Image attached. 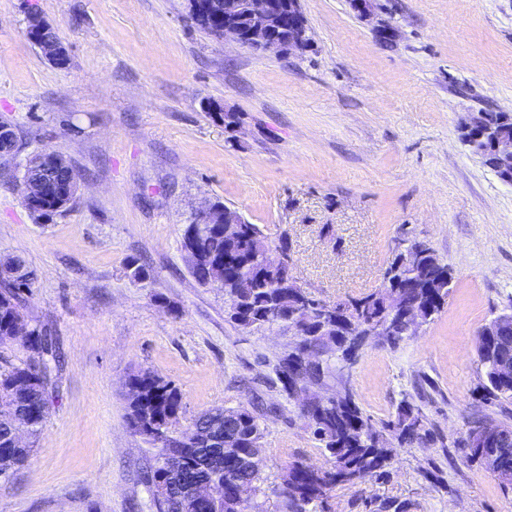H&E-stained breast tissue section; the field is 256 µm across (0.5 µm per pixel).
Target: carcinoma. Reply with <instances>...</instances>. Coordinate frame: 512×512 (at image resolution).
Listing matches in <instances>:
<instances>
[{
	"label": "carcinoma",
	"mask_w": 512,
	"mask_h": 512,
	"mask_svg": "<svg viewBox=\"0 0 512 512\" xmlns=\"http://www.w3.org/2000/svg\"><path fill=\"white\" fill-rule=\"evenodd\" d=\"M27 208L39 218H48L64 209L56 198H41L26 203ZM409 245L422 248L426 256L418 265L403 261V253L394 256L384 273L381 287L395 290L400 303L421 312L431 321L443 308L452 289L453 274L439 261L430 248L418 241ZM184 251L190 256L188 268L196 281L206 269L224 268V292L234 307L229 319L243 329H258L280 325L289 327L288 313L299 302L301 289L288 285L286 268H270L265 257L272 250V242L256 224H242L237 234L227 236L221 224L200 227L189 224L183 240ZM30 269L20 255L0 260V344L11 341L19 321L27 319L24 312L25 293L30 291ZM344 322L343 333L323 334L315 314L305 317L307 335L296 337L295 342L280 358L276 372L282 390L288 398L298 403L301 413L309 419L308 426L321 444V448L334 461L330 470L314 469L295 464L288 469L279 490L290 512H309L307 506L326 498L335 486L353 483L360 478H372L386 473L396 455V446L372 424L370 416L359 406L351 390L336 397L332 394L318 399L311 394V387L327 383L334 378L344 384L345 372L340 362H353L362 346L359 329L362 323L388 311L380 291L356 299L334 304ZM27 348L46 357L47 363L35 370L29 364L0 369V482H10L16 473L17 463L28 461L46 421L50 397L55 389L54 369L60 357L53 350L45 331L32 327L26 340ZM342 347L343 358L334 360V347ZM482 396L486 402L512 401V385L497 377L491 363L484 362ZM126 421L131 430L156 445L157 455L146 467L143 478L149 487L163 486L164 492L156 499L160 512H183L177 508L183 483L190 475L210 480L212 463L207 461L209 449L186 447L171 428L183 414L180 391L164 377L141 370L128 378ZM22 414L34 420L31 440L26 448H5V439L11 431L13 420ZM215 417L213 410L197 416L186 428V433L203 439ZM237 431L245 453L264 452L263 428L251 411L237 414L230 420ZM423 415L407 401L397 408L394 419L384 424L392 431L397 446H411L423 441ZM245 480L254 490H259L261 466L237 465L218 477L223 492L218 499L217 512H252L249 501H236L229 491L233 480Z\"/></svg>",
	"instance_id": "obj_1"
}]
</instances>
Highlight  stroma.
I'll use <instances>...</instances> for the list:
<instances>
[{
	"instance_id": "35a3bbf8",
	"label": "stroma",
	"mask_w": 512,
	"mask_h": 512,
	"mask_svg": "<svg viewBox=\"0 0 512 512\" xmlns=\"http://www.w3.org/2000/svg\"><path fill=\"white\" fill-rule=\"evenodd\" d=\"M300 5L309 45L277 56L216 39L188 0H0V119L24 144L0 162V257L26 258L25 312L62 354L0 512H158L140 478L157 449L126 424L125 382L142 369L180 389V427L214 407L256 409L255 512H284L276 490L293 463L331 468L276 375L288 330L234 325L223 289L188 271L183 229L217 202L287 244L327 303L378 288L414 239L454 275L417 335L367 341L346 375L376 428L406 400L427 439L313 512H512V490L455 446L473 420L512 423V404L482 400L475 349L512 306V186L461 136L473 114L512 113V0H373L364 15L351 0ZM33 15L57 28L66 64L30 40ZM205 98L237 125L203 112ZM42 149L79 175L48 221L13 186ZM132 259L148 278L132 277Z\"/></svg>"
}]
</instances>
